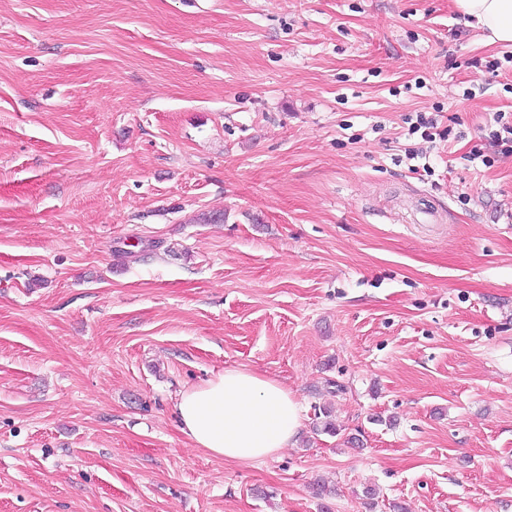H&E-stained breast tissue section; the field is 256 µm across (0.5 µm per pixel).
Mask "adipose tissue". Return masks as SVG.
I'll use <instances>...</instances> for the list:
<instances>
[{
	"label": "adipose tissue",
	"mask_w": 512,
	"mask_h": 512,
	"mask_svg": "<svg viewBox=\"0 0 512 512\" xmlns=\"http://www.w3.org/2000/svg\"><path fill=\"white\" fill-rule=\"evenodd\" d=\"M490 42L512 45V0H454ZM180 431L195 447L239 464L294 447L303 429L301 404L284 385L230 367L183 390L176 404Z\"/></svg>",
	"instance_id": "1"
}]
</instances>
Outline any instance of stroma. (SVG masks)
<instances>
[{"mask_svg": "<svg viewBox=\"0 0 512 512\" xmlns=\"http://www.w3.org/2000/svg\"><path fill=\"white\" fill-rule=\"evenodd\" d=\"M500 112L453 0H0V512H512ZM229 367L295 447L179 430ZM176 409L195 447L239 464L294 447L303 429L301 404L288 388L245 368L183 390Z\"/></svg>", "mask_w": 512, "mask_h": 512, "instance_id": "obj_1", "label": "stroma"}]
</instances>
